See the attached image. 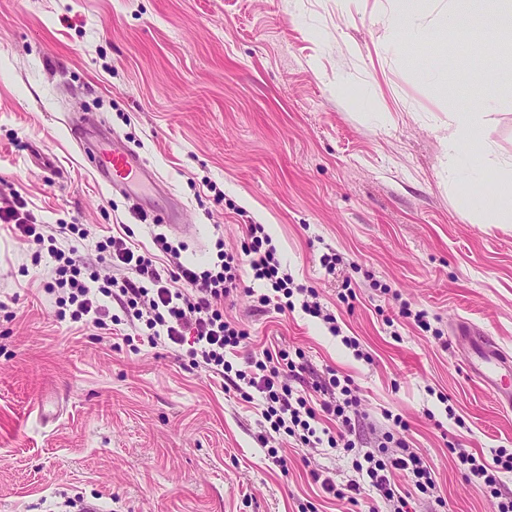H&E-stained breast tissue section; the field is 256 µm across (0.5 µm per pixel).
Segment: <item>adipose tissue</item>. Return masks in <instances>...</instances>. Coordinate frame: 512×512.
<instances>
[{
	"label": "adipose tissue",
	"mask_w": 512,
	"mask_h": 512,
	"mask_svg": "<svg viewBox=\"0 0 512 512\" xmlns=\"http://www.w3.org/2000/svg\"><path fill=\"white\" fill-rule=\"evenodd\" d=\"M390 18L401 39L412 42L465 33L476 51L485 45L486 33H494L495 44L508 59L501 66L484 68V80L490 85H512V0H390ZM452 121L444 147L456 163L459 202L477 207L483 184L495 182L496 206L487 221L511 224L512 163L500 162L492 144L484 140V108L473 106L454 113Z\"/></svg>",
	"instance_id": "1"
}]
</instances>
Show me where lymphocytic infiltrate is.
<instances>
[{
    "instance_id": "obj_1",
    "label": "lymphocytic infiltrate",
    "mask_w": 512,
    "mask_h": 512,
    "mask_svg": "<svg viewBox=\"0 0 512 512\" xmlns=\"http://www.w3.org/2000/svg\"><path fill=\"white\" fill-rule=\"evenodd\" d=\"M156 251L135 246L130 237L110 236L95 245L97 261L115 269V276L99 279L97 274L83 275V259L77 246L61 249L50 245L57 259L55 288L61 290L60 305L69 307V319L74 323L104 326L109 314L102 298L117 300L129 322L145 327L149 344L167 339L187 346L188 356L221 377L235 375L248 391L245 401H258L262 418L271 430L294 437L296 442L311 448L328 447L353 453V467L360 481L336 486L323 479L324 488L338 499L356 503L362 485L375 489L380 505L370 506L369 512H408V501L397 490L393 477L405 473L414 491L427 493L434 486L431 468L416 453L402 449L400 453L381 457L357 450L351 435L361 399L352 388L351 380L337 375L316 381L314 388L326 396L320 406H312L305 390L288 385L283 375L295 371L286 350H262L255 354L249 370H234L225 354L247 339V332L226 320L222 308L226 299L237 295L242 287L243 271H250L254 280L266 282L270 290L258 298L262 306L273 307L277 313L302 308L311 316L322 317L332 334H339L336 318L323 314L318 302L294 304L292 297L298 287L291 274L283 269L277 250L264 225L243 227V242L238 252L219 251L220 265L198 271L181 260L179 249L164 237H157ZM166 262H159V254ZM324 428H316V421ZM461 466L481 480L497 498V512H512V495L502 493L501 476L512 473V452L496 449L492 461L459 449Z\"/></svg>"
}]
</instances>
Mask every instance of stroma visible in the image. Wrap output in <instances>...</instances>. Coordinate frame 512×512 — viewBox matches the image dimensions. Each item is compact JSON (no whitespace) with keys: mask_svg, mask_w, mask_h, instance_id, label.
<instances>
[{"mask_svg":"<svg viewBox=\"0 0 512 512\" xmlns=\"http://www.w3.org/2000/svg\"><path fill=\"white\" fill-rule=\"evenodd\" d=\"M460 44L400 41L387 0H0V197L87 230L79 250L103 279L95 244L123 229L150 250L166 236L203 269L239 250L243 225H264L341 333L262 307L257 281L224 305L250 334L234 368L284 349L306 383L351 378L358 447L377 451L390 430L434 471L411 512H495L455 451H512V412L470 376L455 326L512 354V223H485L494 187L481 210L459 204L443 140L451 112L483 103L486 139L512 157V90L462 74ZM442 56L447 79L428 76ZM74 112L139 155L150 194L191 233L96 182L67 131ZM36 249L0 223V512H368L372 488L353 506L320 482L356 478L349 456L270 433L186 351L126 342L125 324L60 320L55 262L33 261ZM329 252L332 275L319 262ZM403 301L441 339L396 317Z\"/></svg>","mask_w":512,"mask_h":512,"instance_id":"35a3bbf8","label":"stroma"}]
</instances>
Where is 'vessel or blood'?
Returning <instances> with one entry per match:
<instances>
[{"mask_svg":"<svg viewBox=\"0 0 512 512\" xmlns=\"http://www.w3.org/2000/svg\"><path fill=\"white\" fill-rule=\"evenodd\" d=\"M68 128L90 160L96 180L105 187L121 188L130 197H137L138 181L151 175L140 159L110 141H91L81 118L72 119ZM474 353L477 360L470 363L471 372L493 393L502 409L512 411V385L507 382L512 376V356L482 337L475 339Z\"/></svg>","mask_w":512,"mask_h":512,"instance_id":"vessel-or-blood-1","label":"vessel or blood"}]
</instances>
